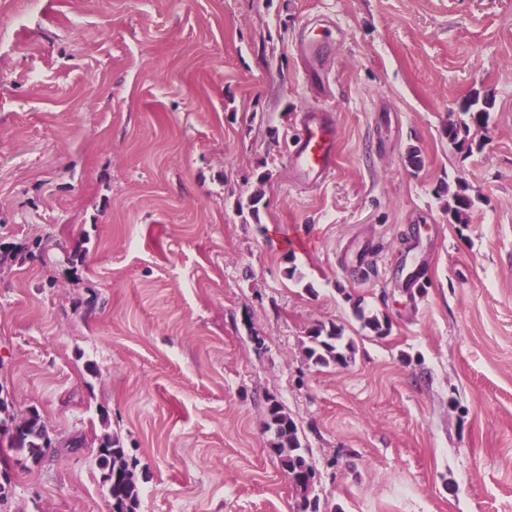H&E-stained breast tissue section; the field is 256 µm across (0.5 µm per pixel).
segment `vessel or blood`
<instances>
[{
	"label": "vessel or blood",
	"instance_id": "obj_1",
	"mask_svg": "<svg viewBox=\"0 0 512 512\" xmlns=\"http://www.w3.org/2000/svg\"><path fill=\"white\" fill-rule=\"evenodd\" d=\"M338 24L331 18L317 20L315 27L303 30L300 55L312 83H320L327 49ZM340 130L332 111L325 107L306 108L300 120V133L288 154L294 182L314 185L324 182L335 171V147Z\"/></svg>",
	"mask_w": 512,
	"mask_h": 512
}]
</instances>
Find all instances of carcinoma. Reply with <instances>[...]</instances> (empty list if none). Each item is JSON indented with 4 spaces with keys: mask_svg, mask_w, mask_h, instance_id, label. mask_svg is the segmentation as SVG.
I'll return each instance as SVG.
<instances>
[{
    "mask_svg": "<svg viewBox=\"0 0 512 512\" xmlns=\"http://www.w3.org/2000/svg\"><path fill=\"white\" fill-rule=\"evenodd\" d=\"M493 100L488 95L476 92L467 97L465 112L469 114L471 125L480 129L487 127ZM470 131V125H450L445 130L448 141L455 145H467V151L482 149L481 143L468 144L462 134ZM438 196L451 195L456 206L448 210V218L455 224H465L469 212L474 208L476 198L467 193V187L457 182L450 184L443 182L437 190ZM363 327L369 329L377 336H383L388 331V322L374 314L360 313ZM308 344L305 346L306 357L315 366L345 367L353 358L354 346L345 340L343 329L333 323L329 325L318 324L311 328L307 334ZM267 429L273 431V448L279 457L283 470L289 476L304 475L314 479L315 473L308 462L307 450L303 445L298 428L294 420L284 411L275 400L270 401L267 408ZM27 454L32 461H40L52 448L47 427L37 411H32V418L28 424ZM97 466L102 471V479L112 500V512H138L140 503L139 475L137 464L133 461L119 438L109 434L103 436L97 451Z\"/></svg>",
    "mask_w": 512,
    "mask_h": 512,
    "instance_id": "1",
    "label": "carcinoma"
}]
</instances>
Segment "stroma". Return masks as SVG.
<instances>
[{
    "mask_svg": "<svg viewBox=\"0 0 512 512\" xmlns=\"http://www.w3.org/2000/svg\"><path fill=\"white\" fill-rule=\"evenodd\" d=\"M324 16L345 36L318 93L297 41ZM474 92L469 153L443 129ZM312 106L336 170L301 188ZM457 179L465 224L436 196ZM331 322L343 368L304 355ZM1 396L52 450L0 512H111L106 434L139 512H296L271 399L321 503L512 512V0H0ZM465 105V113L469 114L472 125L480 129H485L489 123L490 112L493 108V100L487 94L480 97L479 92L467 97ZM332 112L321 106L303 110L300 134L288 154V166L294 182L319 184L334 173L335 147L340 130ZM437 193L439 197L451 194L453 201H456V206L453 209L448 208V219H452L453 224L467 223L469 212L474 208L476 200H479L478 196L472 197L468 194L467 187L459 180L455 183V188L448 182L441 183ZM265 425L273 430V448L281 466L288 476L304 475L310 480L300 479L291 483L292 487L304 494L310 490L315 473L308 462L307 450L303 445L294 420L275 400H270ZM96 460L112 500V512H137L140 503L137 464L129 457L119 438L104 435ZM116 471L120 472L118 477L115 476Z\"/></svg>",
    "mask_w": 512,
    "mask_h": 512,
    "instance_id": "35a3bbf8",
    "label": "stroma"
}]
</instances>
